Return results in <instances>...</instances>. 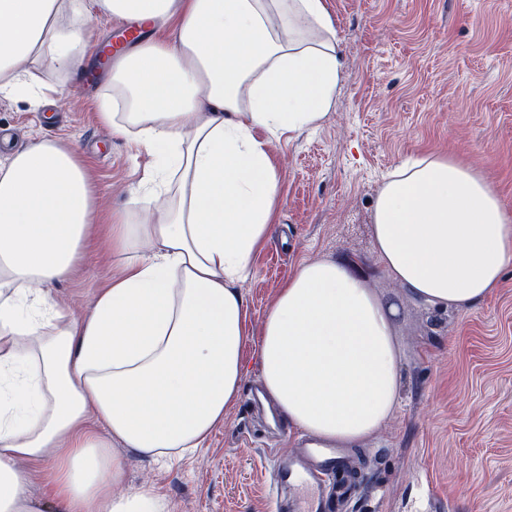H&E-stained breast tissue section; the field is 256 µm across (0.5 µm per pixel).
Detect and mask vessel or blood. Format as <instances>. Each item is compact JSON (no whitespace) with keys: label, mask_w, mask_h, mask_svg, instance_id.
<instances>
[{"label":"vessel or blood","mask_w":512,"mask_h":512,"mask_svg":"<svg viewBox=\"0 0 512 512\" xmlns=\"http://www.w3.org/2000/svg\"><path fill=\"white\" fill-rule=\"evenodd\" d=\"M272 485L278 492L310 489V497L299 502L297 512H336L340 503L356 491L348 466L336 449L308 444L275 466Z\"/></svg>","instance_id":"1"}]
</instances>
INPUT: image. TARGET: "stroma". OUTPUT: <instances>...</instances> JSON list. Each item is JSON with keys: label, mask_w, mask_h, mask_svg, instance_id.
I'll list each match as a JSON object with an SVG mask.
<instances>
[{"label": "stroma", "mask_w": 512, "mask_h": 512, "mask_svg": "<svg viewBox=\"0 0 512 512\" xmlns=\"http://www.w3.org/2000/svg\"><path fill=\"white\" fill-rule=\"evenodd\" d=\"M342 68L336 99L314 130L267 149L280 202L255 272L242 291L259 330L277 289L301 257L357 261L375 292L396 301L404 348L400 406L374 438L346 449L363 487L348 512H512V269L482 305L433 310L409 298L377 265L371 212L386 176L427 153L485 173L512 205V0H328ZM93 54L82 83L36 69L52 101L0 96V139L13 150L41 138L73 144L90 169L98 224L129 208L151 158L136 136L98 119L111 94ZM113 273L108 240L84 253L52 298L88 312ZM238 399L205 448L154 460L115 454L122 488L155 485L172 512H275L270 475L306 436L283 432L259 400L260 368L247 356Z\"/></svg>", "instance_id": "stroma-1"}]
</instances>
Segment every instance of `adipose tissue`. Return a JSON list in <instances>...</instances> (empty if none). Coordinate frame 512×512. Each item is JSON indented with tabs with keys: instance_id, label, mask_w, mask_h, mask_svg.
Here are the masks:
<instances>
[{
	"instance_id": "1",
	"label": "adipose tissue",
	"mask_w": 512,
	"mask_h": 512,
	"mask_svg": "<svg viewBox=\"0 0 512 512\" xmlns=\"http://www.w3.org/2000/svg\"><path fill=\"white\" fill-rule=\"evenodd\" d=\"M97 13L156 32L112 60L119 97L99 117L137 133L165 197L139 220L113 215L119 271L77 316L49 288L96 235L91 174L55 139L0 161V512H45L26 491L42 467L54 512H170L156 486L118 491L112 447L202 448L239 394L251 339L295 430L360 444L399 404V310L359 264L301 259L256 333L242 292L279 202L266 146L318 127L336 97L327 0H0V95L45 96L36 63L81 82ZM371 220L382 269L429 307L475 308L512 267V207L450 157L396 169Z\"/></svg>"
}]
</instances>
